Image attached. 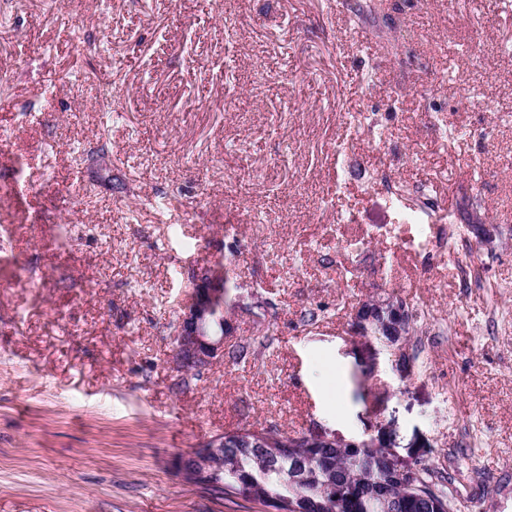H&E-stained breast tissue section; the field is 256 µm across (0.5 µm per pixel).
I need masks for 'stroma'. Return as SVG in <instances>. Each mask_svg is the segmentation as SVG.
<instances>
[{
    "mask_svg": "<svg viewBox=\"0 0 512 512\" xmlns=\"http://www.w3.org/2000/svg\"><path fill=\"white\" fill-rule=\"evenodd\" d=\"M367 2L9 0L0 512H264L174 468L244 425L377 438L512 512V0ZM465 195L500 230L459 252L478 286L448 258ZM217 263L252 354L186 379ZM383 292L417 314L404 380L349 329Z\"/></svg>",
    "mask_w": 512,
    "mask_h": 512,
    "instance_id": "obj_1",
    "label": "stroma"
}]
</instances>
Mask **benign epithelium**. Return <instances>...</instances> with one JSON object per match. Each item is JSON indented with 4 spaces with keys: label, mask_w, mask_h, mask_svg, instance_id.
<instances>
[{
    "label": "benign epithelium",
    "mask_w": 512,
    "mask_h": 512,
    "mask_svg": "<svg viewBox=\"0 0 512 512\" xmlns=\"http://www.w3.org/2000/svg\"><path fill=\"white\" fill-rule=\"evenodd\" d=\"M224 272L221 268H202L193 279L191 301L180 314L176 326V344L172 361L177 371L191 374L204 371L224 360V339L231 335L229 323L218 313L224 311ZM393 294L373 298V306L356 308L352 314V333H370V326L378 328V335L397 336L399 340L383 341L394 357V367L404 374L403 354L405 337L412 335L413 318L395 303ZM226 438L219 435L192 451L176 458L177 472L190 484H209L208 468L213 456L224 447Z\"/></svg>",
    "instance_id": "benign-epithelium-1"
}]
</instances>
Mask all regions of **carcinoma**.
<instances>
[{"instance_id": "cac0c4a2", "label": "carcinoma", "mask_w": 512, "mask_h": 512, "mask_svg": "<svg viewBox=\"0 0 512 512\" xmlns=\"http://www.w3.org/2000/svg\"><path fill=\"white\" fill-rule=\"evenodd\" d=\"M265 435L258 448L224 445V465L210 490L232 502L242 496L269 512H457L459 482L428 466L399 471L372 439L312 448L288 433Z\"/></svg>"}]
</instances>
